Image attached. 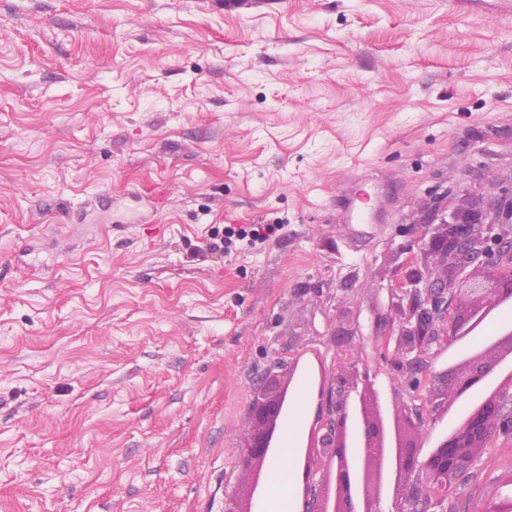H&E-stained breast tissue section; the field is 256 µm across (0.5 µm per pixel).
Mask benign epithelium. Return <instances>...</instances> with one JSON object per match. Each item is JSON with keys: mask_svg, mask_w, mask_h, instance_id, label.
I'll list each match as a JSON object with an SVG mask.
<instances>
[{"mask_svg": "<svg viewBox=\"0 0 512 512\" xmlns=\"http://www.w3.org/2000/svg\"><path fill=\"white\" fill-rule=\"evenodd\" d=\"M416 223L431 229L420 253L402 247L398 281L388 289L387 312L377 318L374 337L384 351L405 366H418L428 385L423 405L395 402L407 423L400 477L387 484L391 512H436L459 483L472 474L481 454L469 449L475 438L488 447L491 440L512 438V385L459 421L461 433H442L433 448L423 451L425 416L437 417L458 394L481 386L512 355V326L499 330L493 351L460 367L436 374L433 364L459 340L460 325L476 310L497 307L512 296V205L483 195L462 200L448 218L428 210ZM296 366L280 352L252 389L248 415L251 430L239 465L250 470L269 459L273 415L285 389L295 380ZM373 383L352 361L325 371L314 395L315 412L309 429L311 451L303 459L301 512H385L383 493L372 477L384 465L380 448L383 430L376 416L358 427L365 441L361 462H351L343 437L351 422L350 404L372 410Z\"/></svg>", "mask_w": 512, "mask_h": 512, "instance_id": "obj_1", "label": "benign epithelium"}]
</instances>
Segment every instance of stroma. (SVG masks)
<instances>
[{"mask_svg": "<svg viewBox=\"0 0 512 512\" xmlns=\"http://www.w3.org/2000/svg\"><path fill=\"white\" fill-rule=\"evenodd\" d=\"M359 177L355 238L329 207ZM98 189L145 195L70 223ZM470 193L512 201L496 0H0V512H224L283 350H349L394 400L366 356L391 257ZM248 224L280 230L194 257ZM511 475L492 440L447 512Z\"/></svg>", "mask_w": 512, "mask_h": 512, "instance_id": "35a3bbf8", "label": "stroma"}]
</instances>
